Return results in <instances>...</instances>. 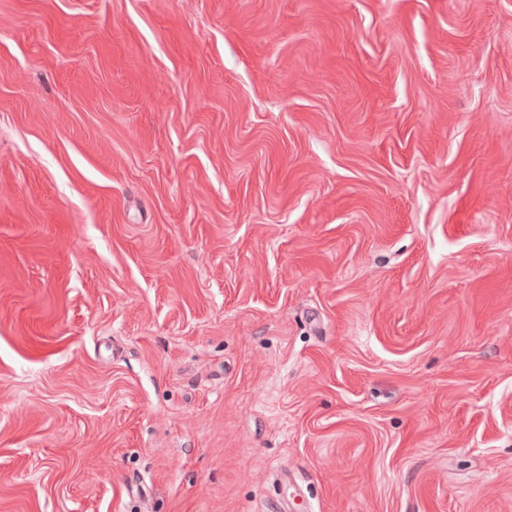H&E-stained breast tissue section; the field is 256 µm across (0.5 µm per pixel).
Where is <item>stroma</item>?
Returning a JSON list of instances; mask_svg holds the SVG:
<instances>
[{"instance_id":"1","label":"stroma","mask_w":512,"mask_h":512,"mask_svg":"<svg viewBox=\"0 0 512 512\" xmlns=\"http://www.w3.org/2000/svg\"><path fill=\"white\" fill-rule=\"evenodd\" d=\"M512 512V0H0V512Z\"/></svg>"}]
</instances>
